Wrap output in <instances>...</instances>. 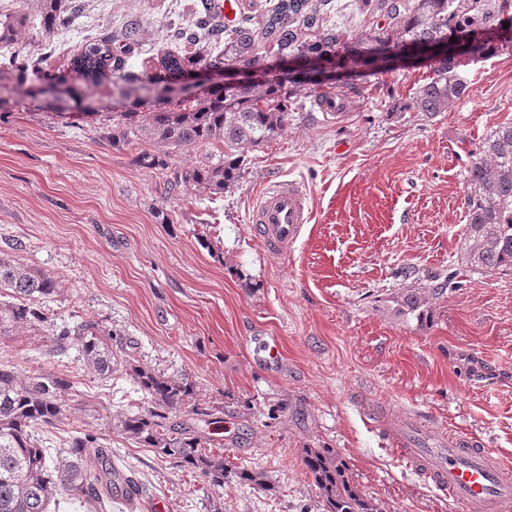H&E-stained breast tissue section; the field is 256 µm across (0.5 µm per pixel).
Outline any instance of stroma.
Listing matches in <instances>:
<instances>
[{"label": "stroma", "mask_w": 512, "mask_h": 512, "mask_svg": "<svg viewBox=\"0 0 512 512\" xmlns=\"http://www.w3.org/2000/svg\"><path fill=\"white\" fill-rule=\"evenodd\" d=\"M78 2L69 28L48 37L38 0H0L1 16L30 21L14 49L77 96L84 83L69 60L82 40L138 21L129 63L155 75L157 56L183 50L174 30L191 26L199 0ZM326 20L345 47L389 24L376 0H330ZM458 71L467 94L434 116L411 107L432 75L416 58L303 85L287 129L246 151L239 181L214 196L175 179L206 150L151 169L113 140L112 116L130 104L107 87L85 101L94 122L59 118L35 77L0 91V258L59 277L51 307L62 321L96 324L130 363L193 382L206 417L184 409L178 420L271 482L229 478L214 490L123 433L124 417L148 405L129 374H87L76 349L56 353L48 325L9 328L0 359L19 377L51 371L77 384L66 419L42 435L47 452L89 430L132 479L133 499L113 500L112 512H327L303 463L309 448L340 454L376 512H457L399 462L383 417L416 415L512 459V270L482 274L459 260L466 168L486 134L512 122V42ZM327 92L342 94L340 115L319 112ZM292 179L307 186L313 220L279 255L249 215L265 187ZM451 272L459 285L433 301L430 323L398 314L397 293ZM258 338L275 341L277 361Z\"/></svg>", "instance_id": "obj_1"}]
</instances>
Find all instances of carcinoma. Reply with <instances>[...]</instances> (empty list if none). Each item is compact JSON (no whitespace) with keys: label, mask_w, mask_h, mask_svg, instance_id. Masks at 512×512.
Returning <instances> with one entry per match:
<instances>
[{"label":"carcinoma","mask_w":512,"mask_h":512,"mask_svg":"<svg viewBox=\"0 0 512 512\" xmlns=\"http://www.w3.org/2000/svg\"><path fill=\"white\" fill-rule=\"evenodd\" d=\"M40 25L45 35L68 27L65 0H39ZM387 9L390 25L371 30L364 37L367 47L350 55L337 50L340 37L326 25L311 0H277L258 22L249 18L226 24L202 0L196 11L194 29L179 36L198 46L190 55L166 54L158 62L161 71L176 74L197 66L222 69L248 64L262 66L258 43L271 45L279 57L299 55L312 70L330 73L348 67L383 71L394 68V58L379 47L414 45L416 55L434 63L433 76L417 88L413 108L434 116L448 111L467 91L457 71L463 55L480 56L495 41L506 36L504 15L512 0H380ZM26 24L17 14L0 19V48L9 47ZM464 31L478 32L479 39L464 45L450 36ZM140 25L126 24L123 45L112 48V34L92 37L70 60V67L82 77L86 95H94L98 79L110 74L112 96L134 100L135 108L112 116L122 140L141 147L138 162L148 168H164L171 152L198 148L219 150L216 157L185 172L184 179L211 194H222L237 182L240 151L257 147L278 136L288 124V82L274 71L262 72L237 94L224 87L204 91L173 107L158 103L151 77L128 69V53L139 44ZM37 70V61L16 52L0 57V72L21 84ZM466 181L470 187L465 204L467 222L462 234L460 260L474 271L494 273L512 268V123L491 130L480 152L471 160ZM0 291L13 301H0V328L22 322L47 320L34 304L60 294L59 278L16 260L0 258ZM398 312L421 323L432 317L422 293L410 290L396 298ZM76 344L80 362L88 372L109 378L123 366L132 371L150 407L121 421L125 434L177 463L197 471L216 490L224 489V476L232 472L243 482L271 488L265 474L244 467H229L224 457L207 452L213 439L170 414L189 405L201 412L195 400V386L188 379H171L127 363L121 351L112 348V334L93 323L64 326L55 345L65 350ZM73 389L68 379L36 371L19 378L15 366L0 360V512H51L58 496H68L107 512L112 503V453L100 438L79 431L55 460L47 457L38 434L57 426L65 416V398ZM303 462L322 490L329 512H374L346 476L347 465L330 449H307Z\"/></svg>","instance_id":"carcinoma-1"}]
</instances>
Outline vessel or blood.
I'll use <instances>...</instances> for the list:
<instances>
[{"instance_id":"b4317fda","label":"vessel or blood","mask_w":512,"mask_h":512,"mask_svg":"<svg viewBox=\"0 0 512 512\" xmlns=\"http://www.w3.org/2000/svg\"><path fill=\"white\" fill-rule=\"evenodd\" d=\"M251 221L259 225L265 248L287 251L311 221L305 185L295 180L270 185L258 195ZM387 432L397 456L464 512H512V464L481 442L457 434L432 437L416 418Z\"/></svg>"}]
</instances>
